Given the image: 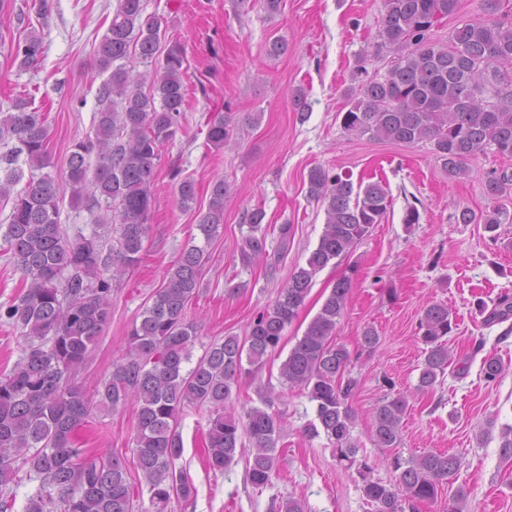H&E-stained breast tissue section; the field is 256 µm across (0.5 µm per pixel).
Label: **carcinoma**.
Masks as SVG:
<instances>
[{
  "label": "carcinoma",
  "instance_id": "obj_1",
  "mask_svg": "<svg viewBox=\"0 0 512 512\" xmlns=\"http://www.w3.org/2000/svg\"><path fill=\"white\" fill-rule=\"evenodd\" d=\"M460 0H384L376 49L390 48L396 60L380 79L358 80L346 90L336 118L356 137L396 144L427 141L450 177L469 173L468 162L489 152L512 157V21L488 16L454 29L450 44L431 38L433 28L456 14ZM168 20L145 14L143 0H117L107 34L94 51V66L107 74L97 89L101 109L93 134L74 142L61 179L35 172L49 166L44 114L32 101L17 97L13 111L0 118V198L11 201L8 224L1 226L6 252L24 282L21 293L0 312L22 330L26 347L10 373L0 377V508L9 509V485L27 469L38 481L24 512H168L172 501H188L196 488L179 465L183 440L178 430L188 406L209 409L207 457L215 470L245 460L246 476L258 488L277 471V444L284 414L271 392L259 404L236 415L233 389L242 378H256L266 359L281 345L297 318L314 279L382 222L388 191L380 182L355 184L348 174H330L315 166L307 193L324 206V230L305 264L296 268L272 305L259 312L245 336L229 335L212 343L192 361L197 336L187 318L199 293L206 249L224 224L229 185L220 179L211 190L208 210L197 227L203 244L184 248L159 289L128 333V348L102 389L89 395L77 380L91 347L102 335L112 309V287L142 260L148 215L154 199L155 172L163 144L184 118L186 55L177 39H165ZM44 52L36 30L11 42L9 56L21 69L38 64ZM135 57L143 72L128 68ZM232 137L220 114L208 121L207 145L224 148ZM29 173H24V169ZM26 181L17 191L15 187ZM91 213L106 208L96 221L112 225L115 244L104 248L102 235L61 231L60 201L65 193ZM485 196L512 193V172H492ZM179 203L196 197L194 180L178 185ZM497 208L481 213L465 208L461 224L502 223ZM265 214L247 215L249 233L239 246L244 265L279 263L288 255L293 225L277 227L274 253L266 249ZM356 269L339 278L317 315L290 349L280 367L282 383L307 394L315 418L308 433L334 444L339 462L355 469L365 500L375 512H406L431 501L465 463L461 453L423 452L405 457L397 451L407 409L400 393L386 396L374 410L373 440L393 453L388 462L397 483L371 477L374 464L358 457L349 405L357 380L345 375L350 352L335 343L336 328L349 298ZM512 319V297L501 296L486 322ZM452 331L448 306L428 305L418 322L426 346L419 389L433 387L451 364L446 337ZM501 361L487 355L482 372L492 382ZM136 408L133 437L137 471L133 481L117 454L92 457L77 445L74 432L97 409Z\"/></svg>",
  "mask_w": 512,
  "mask_h": 512
}]
</instances>
